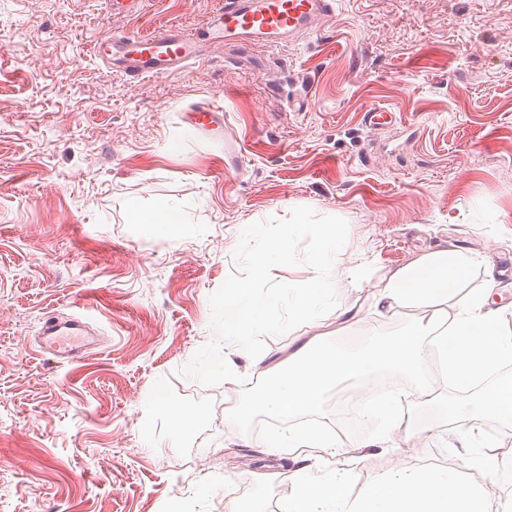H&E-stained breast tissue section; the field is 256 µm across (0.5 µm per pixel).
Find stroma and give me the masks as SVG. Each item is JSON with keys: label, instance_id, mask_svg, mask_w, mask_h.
Returning <instances> with one entry per match:
<instances>
[{"label": "stroma", "instance_id": "stroma-1", "mask_svg": "<svg viewBox=\"0 0 512 512\" xmlns=\"http://www.w3.org/2000/svg\"><path fill=\"white\" fill-rule=\"evenodd\" d=\"M222 3L144 0L133 18L111 0H0V512H224L229 494L283 512L288 460L249 425L262 414L254 388L225 387V364L252 369L212 321L226 286L251 276L245 226L319 225L364 271L333 297L358 311L346 329L272 303L281 328L262 343L274 370L323 334L385 339L422 318L371 301L390 271L440 248L473 260L440 310L456 314L489 282L512 304V0H336L305 40L218 49L142 82L93 54L115 32L196 27ZM211 97L242 151L232 171L223 138L187 114ZM372 105L395 124L365 126ZM137 211L177 220L138 224ZM318 249L293 237L266 280L306 282ZM47 311L87 316L96 348L51 362L35 340ZM497 382L434 383L462 408L449 419L400 407L410 439L365 449L354 491L403 461L466 484L462 446L476 434L488 499L511 498L512 420L471 410ZM358 386L336 383L290 426L360 432L338 410Z\"/></svg>", "mask_w": 512, "mask_h": 512}]
</instances>
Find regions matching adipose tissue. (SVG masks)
I'll return each mask as SVG.
<instances>
[{"instance_id": "1", "label": "adipose tissue", "mask_w": 512, "mask_h": 512, "mask_svg": "<svg viewBox=\"0 0 512 512\" xmlns=\"http://www.w3.org/2000/svg\"><path fill=\"white\" fill-rule=\"evenodd\" d=\"M312 224H289L278 235L268 226L252 225L245 229L243 240L251 255V279L230 286L224 292V316L219 330L225 344L248 351L254 371L264 372L266 387L259 397L260 406L269 414L290 417L310 407L322 390L347 377L370 370H390L419 379L413 398L428 397L426 383L428 340L442 337L439 346L441 368L450 382H472L488 375L499 366L512 362V336L497 333L496 325L505 313L491 299L490 289L472 292L461 309L449 319L433 316L406 326L398 339L385 342L368 338L355 344L326 338L311 342L288 358L287 369L265 372L266 350L257 339L275 331L277 321L270 318L262 298L266 286L264 271L274 260L284 259L285 251L271 247L273 239H288L298 234L313 235ZM318 234V233H317ZM321 236V235H320ZM313 277L300 288L275 287L274 292L290 312L318 321L321 311L331 303L336 289L355 288L361 282L357 268L345 265L335 236H321L318 253L312 257ZM469 259L451 249H439L415 262L395 270L375 298L385 313L433 305L447 296L467 275ZM372 424L370 433L347 440L334 434L291 427L272 433L266 446L271 452H289L309 458L335 459V467L316 483H305L292 476L295 492L289 512H512V503L492 506L489 501L474 503L488 478L485 471L471 475L472 497L459 498L448 489L445 472L433 468L402 464L379 483L351 494L356 479V455L360 448L388 450L391 437L400 431L398 422L387 419L380 405L367 408Z\"/></svg>"}]
</instances>
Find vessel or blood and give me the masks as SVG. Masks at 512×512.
Masks as SVG:
<instances>
[{
	"label": "vessel or blood",
	"mask_w": 512,
	"mask_h": 512,
	"mask_svg": "<svg viewBox=\"0 0 512 512\" xmlns=\"http://www.w3.org/2000/svg\"><path fill=\"white\" fill-rule=\"evenodd\" d=\"M334 6L335 0H224L201 31L169 25L149 35L118 32L111 42L96 45L94 53L110 71L140 82L202 61L213 47L297 42L315 30ZM195 110L203 118L201 133L224 137V153L231 165H238L241 151L236 141L224 136L223 107L207 99ZM39 342L61 362L84 358L95 346L83 318L54 311L40 319Z\"/></svg>",
	"instance_id": "1"
}]
</instances>
